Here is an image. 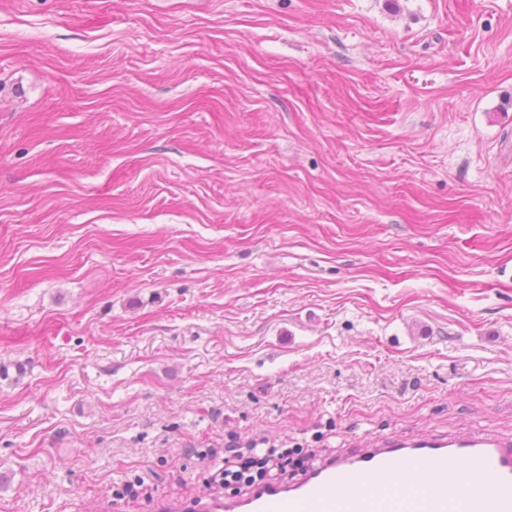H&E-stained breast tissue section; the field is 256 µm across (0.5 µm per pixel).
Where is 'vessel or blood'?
<instances>
[{
    "label": "vessel or blood",
    "instance_id": "vessel-or-blood-1",
    "mask_svg": "<svg viewBox=\"0 0 512 512\" xmlns=\"http://www.w3.org/2000/svg\"><path fill=\"white\" fill-rule=\"evenodd\" d=\"M426 476L405 490V471ZM224 512H512V439H388L324 459L300 482L261 486Z\"/></svg>",
    "mask_w": 512,
    "mask_h": 512
}]
</instances>
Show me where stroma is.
I'll return each instance as SVG.
<instances>
[{
    "label": "stroma",
    "instance_id": "stroma-1",
    "mask_svg": "<svg viewBox=\"0 0 512 512\" xmlns=\"http://www.w3.org/2000/svg\"><path fill=\"white\" fill-rule=\"evenodd\" d=\"M0 364V512L511 439L512 0H0ZM265 442L252 441L245 448H230V456H224V466L218 469L224 486H245L253 488L260 484L277 481L278 475L289 462L288 448H258Z\"/></svg>",
    "mask_w": 512,
    "mask_h": 512
}]
</instances>
